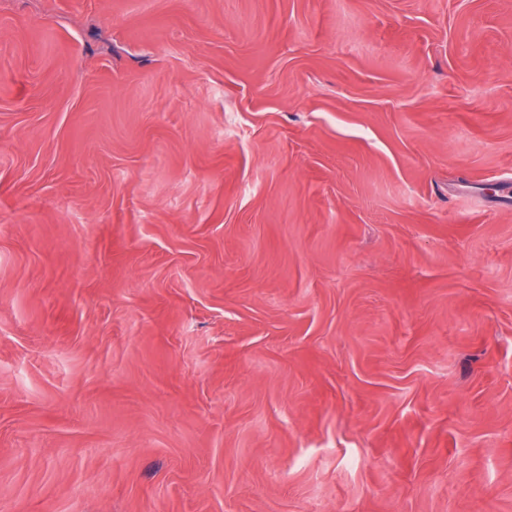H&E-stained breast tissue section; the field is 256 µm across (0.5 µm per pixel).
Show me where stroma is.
Masks as SVG:
<instances>
[{"label":"stroma","instance_id":"stroma-1","mask_svg":"<svg viewBox=\"0 0 512 512\" xmlns=\"http://www.w3.org/2000/svg\"><path fill=\"white\" fill-rule=\"evenodd\" d=\"M512 0H0V512H512Z\"/></svg>","mask_w":512,"mask_h":512}]
</instances>
